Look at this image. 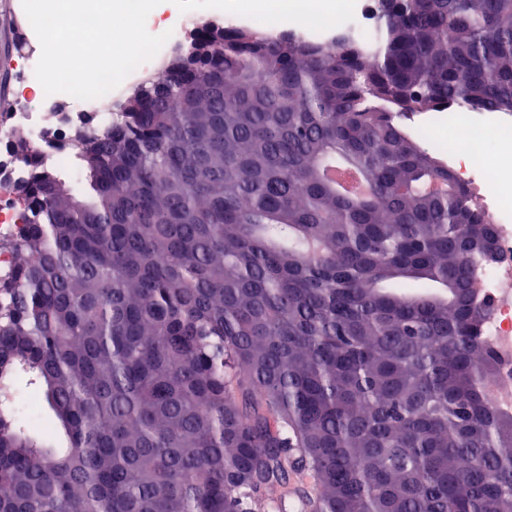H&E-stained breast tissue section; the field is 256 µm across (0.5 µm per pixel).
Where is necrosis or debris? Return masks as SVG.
<instances>
[{
  "instance_id": "obj_1",
  "label": "necrosis or debris",
  "mask_w": 512,
  "mask_h": 512,
  "mask_svg": "<svg viewBox=\"0 0 512 512\" xmlns=\"http://www.w3.org/2000/svg\"><path fill=\"white\" fill-rule=\"evenodd\" d=\"M318 2L293 0L284 19L263 16L251 20L228 10L224 13V26L235 29L250 23L268 38L288 33L302 41L329 44L346 37L369 48L374 46L381 26L380 0H335L334 8L327 12L318 10ZM71 104L72 111L55 114L50 124L42 113L22 111L12 113L9 124L0 127V232L14 226V211L7 198L28 175L26 165L14 150L17 134L26 135L33 152L65 165L69 134L83 124L90 106L89 101L76 98ZM400 121L414 130L428 124L452 132L454 147L435 141L429 147L468 188L475 209L496 226V258L479 266L475 273L477 299L488 312L481 329L491 360L484 395L493 407L511 412L512 174L503 164L497 171H490L484 157L498 148H512V116L503 112L475 113L454 106L404 115Z\"/></svg>"
}]
</instances>
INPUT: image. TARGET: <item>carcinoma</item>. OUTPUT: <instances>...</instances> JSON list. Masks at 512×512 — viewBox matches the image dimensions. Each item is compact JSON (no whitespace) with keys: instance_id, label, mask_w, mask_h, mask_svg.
<instances>
[{"instance_id":"carcinoma-1","label":"carcinoma","mask_w":512,"mask_h":512,"mask_svg":"<svg viewBox=\"0 0 512 512\" xmlns=\"http://www.w3.org/2000/svg\"><path fill=\"white\" fill-rule=\"evenodd\" d=\"M374 59L202 24L0 234V512H512L494 225L381 104L512 112V0H380ZM344 162L354 197L325 176Z\"/></svg>"}]
</instances>
